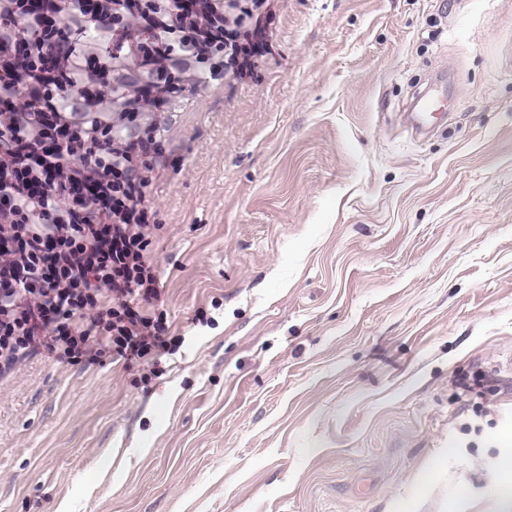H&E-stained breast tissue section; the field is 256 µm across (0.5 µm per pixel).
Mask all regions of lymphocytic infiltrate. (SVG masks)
Listing matches in <instances>:
<instances>
[{
	"instance_id": "f902f5d3",
	"label": "lymphocytic infiltrate",
	"mask_w": 512,
	"mask_h": 512,
	"mask_svg": "<svg viewBox=\"0 0 512 512\" xmlns=\"http://www.w3.org/2000/svg\"><path fill=\"white\" fill-rule=\"evenodd\" d=\"M81 15L89 32L122 36L111 17L76 0H0V50L44 38ZM124 60L44 52L25 75L0 65V380L26 361L147 366L161 376L179 352L151 256L160 226L150 193L178 168L155 125L112 105ZM37 101L20 112L19 100Z\"/></svg>"
}]
</instances>
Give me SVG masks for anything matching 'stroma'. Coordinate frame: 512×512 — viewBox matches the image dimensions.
Here are the masks:
<instances>
[{
    "mask_svg": "<svg viewBox=\"0 0 512 512\" xmlns=\"http://www.w3.org/2000/svg\"><path fill=\"white\" fill-rule=\"evenodd\" d=\"M248 22V65L157 115L180 352L146 391L48 359L0 384V512H512V0Z\"/></svg>",
    "mask_w": 512,
    "mask_h": 512,
    "instance_id": "stroma-1",
    "label": "stroma"
}]
</instances>
